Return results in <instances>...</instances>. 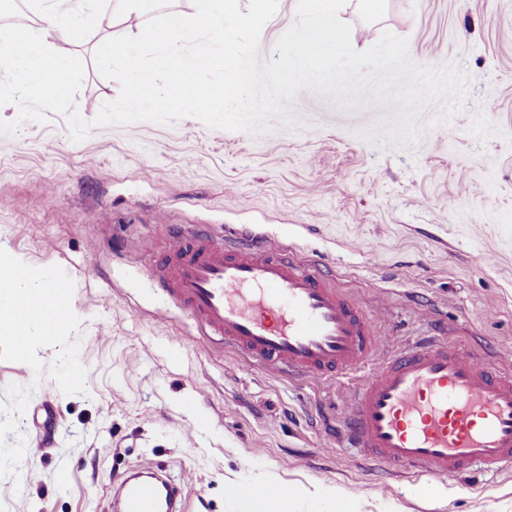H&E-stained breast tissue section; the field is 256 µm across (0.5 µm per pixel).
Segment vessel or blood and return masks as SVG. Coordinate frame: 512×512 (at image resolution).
<instances>
[{
  "instance_id": "obj_1",
  "label": "vessel or blood",
  "mask_w": 512,
  "mask_h": 512,
  "mask_svg": "<svg viewBox=\"0 0 512 512\" xmlns=\"http://www.w3.org/2000/svg\"><path fill=\"white\" fill-rule=\"evenodd\" d=\"M148 271L211 335L271 373L357 379L341 432L362 464L438 486L475 470L512 471V371L425 334L386 357L378 314L328 286L277 242L180 232ZM115 512H182L183 485L115 478Z\"/></svg>"
}]
</instances>
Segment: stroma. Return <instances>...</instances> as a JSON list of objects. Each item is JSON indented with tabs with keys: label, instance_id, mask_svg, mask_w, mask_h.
<instances>
[{
	"label": "stroma",
	"instance_id": "stroma-1",
	"mask_svg": "<svg viewBox=\"0 0 512 512\" xmlns=\"http://www.w3.org/2000/svg\"><path fill=\"white\" fill-rule=\"evenodd\" d=\"M341 18L356 50L389 31L416 63L456 67L461 109L402 150L360 136L397 105L341 111L309 90L295 125L263 137L184 118L76 143L54 113L0 136V247L73 279L87 369L86 393L66 395L0 360V405L9 384L36 386L18 418L23 478H0V512H112L114 475L160 465L187 512H233L225 483L268 474L301 490L288 512H336L325 484L357 512H512V473L440 490L358 464L335 445L346 385L246 364L146 273L180 228L249 232L314 260L364 311L385 297L388 347L432 322L478 353L512 352V0H384L374 15L347 0ZM104 36L73 48L87 120L119 94L96 66Z\"/></svg>",
	"mask_w": 512,
	"mask_h": 512
}]
</instances>
